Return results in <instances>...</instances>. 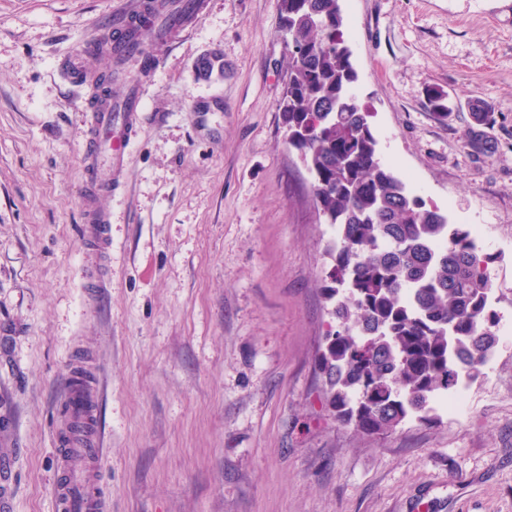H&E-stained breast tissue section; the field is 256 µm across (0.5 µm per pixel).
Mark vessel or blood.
<instances>
[{"label":"vessel or blood","mask_w":512,"mask_h":512,"mask_svg":"<svg viewBox=\"0 0 512 512\" xmlns=\"http://www.w3.org/2000/svg\"><path fill=\"white\" fill-rule=\"evenodd\" d=\"M143 108V97L133 85L127 87L121 98L108 99L91 108L84 226V237L91 243L105 238V226L110 222L108 214L96 208L95 200L112 193ZM99 453L98 437L82 432L59 438L56 460L63 479L55 490L56 512H104L103 498L88 468L89 458Z\"/></svg>","instance_id":"1"}]
</instances>
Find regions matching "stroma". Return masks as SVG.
<instances>
[{"instance_id": "1", "label": "stroma", "mask_w": 512, "mask_h": 512, "mask_svg": "<svg viewBox=\"0 0 512 512\" xmlns=\"http://www.w3.org/2000/svg\"><path fill=\"white\" fill-rule=\"evenodd\" d=\"M130 5L0 0V512H55L82 373L107 512H512V0H340L382 162L481 227L501 317L465 413L381 437L335 422L315 373L333 232L285 143L278 0H202L139 77L108 234L85 241L93 89L60 65ZM73 376H70L66 380V386L70 391V398L68 404V411L73 413H80L84 419L93 417V412L95 410V400L92 395H90L88 385L84 382V393L83 397L78 398L74 392V384H73Z\"/></svg>"}]
</instances>
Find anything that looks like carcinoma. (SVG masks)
Listing matches in <instances>:
<instances>
[{
  "label": "carcinoma",
  "mask_w": 512,
  "mask_h": 512,
  "mask_svg": "<svg viewBox=\"0 0 512 512\" xmlns=\"http://www.w3.org/2000/svg\"><path fill=\"white\" fill-rule=\"evenodd\" d=\"M290 63L279 109L312 175V199L334 230L320 292L335 329L316 358L331 416L366 436L435 419L436 403L476 381L498 347L491 257L385 166L353 91L339 0H279ZM154 35L153 11L126 34L131 54ZM112 94V76L93 99ZM448 117V95L427 92Z\"/></svg>",
  "instance_id": "carcinoma-1"
}]
</instances>
